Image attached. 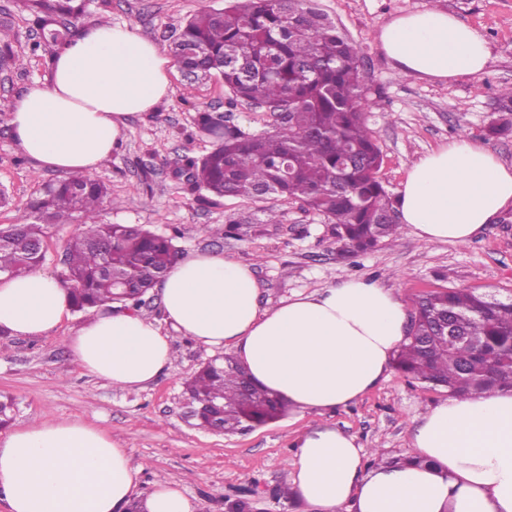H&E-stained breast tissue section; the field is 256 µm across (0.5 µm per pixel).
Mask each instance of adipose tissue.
Listing matches in <instances>:
<instances>
[{
	"label": "adipose tissue",
	"mask_w": 512,
	"mask_h": 512,
	"mask_svg": "<svg viewBox=\"0 0 512 512\" xmlns=\"http://www.w3.org/2000/svg\"><path fill=\"white\" fill-rule=\"evenodd\" d=\"M402 75L480 76L483 33L441 9L394 19L379 33ZM46 82L9 117L20 151L42 167L94 172L119 150L130 116L174 92L171 60L137 27L93 22L60 44ZM512 204V166L467 135L416 162L398 191L402 229L465 244ZM163 321L94 308L67 342L80 368L126 391L171 363V332L206 350L232 348L251 381L297 410L320 415L387 377L405 336L394 290L356 280L259 304L250 264L209 252L174 262L159 285ZM70 292L43 269L0 273V329L47 336L70 315ZM292 492L306 512H512V390L448 401L418 418L411 463L369 467L364 448L336 428L299 435ZM138 470L123 445L82 421L13 430L0 443V497L8 512H126Z\"/></svg>",
	"instance_id": "ef3b65f1"
}]
</instances>
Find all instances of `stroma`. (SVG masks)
Listing matches in <instances>:
<instances>
[{"mask_svg":"<svg viewBox=\"0 0 512 512\" xmlns=\"http://www.w3.org/2000/svg\"><path fill=\"white\" fill-rule=\"evenodd\" d=\"M317 5L360 46L361 68L379 95L366 118L383 157L378 178L389 195H396L414 161L463 133L512 164V132L488 133L499 118L496 93L512 85V0H317ZM223 6L224 0H91L83 20L105 17L135 26L166 51V33L202 10ZM436 6L483 32L492 61L480 77L402 76L382 51L377 33L383 26ZM1 24L12 26L13 51L25 58L24 68L0 74L5 106L0 112V190L9 197L0 207V226H6L25 222L29 201L62 174L22 154L7 112L29 86L45 80L49 54L31 53L33 30L19 0H0ZM171 81L175 92L169 100L158 111L131 116L119 151L94 172V179L109 189L100 222L138 224L172 237L183 257L214 252L251 264L264 307L350 280L399 291L409 313L418 295L439 288L512 299V205L466 244L426 242L404 231L371 252L342 257L331 221L301 202L189 192L168 161L209 150L195 125L197 111L224 113L248 133L273 130L277 118L261 106L229 107L219 77L190 83L177 69ZM272 211L278 214L274 224L268 221ZM227 225L234 235H221ZM86 318V313H71L44 337L0 334V393L17 403L9 425L0 427V442L24 425L81 420L129 449L139 470L137 498H146L156 481H167L185 492L195 512H229L239 500L246 502L245 512H303L286 493L294 441L301 432L328 425L365 451L395 457L411 449L416 416L448 399L446 390L423 388L394 370L358 400L326 415L290 407L247 432L216 434L192 426L185 415L184 383L210 359L209 351L173 334L170 367L144 388L128 392L82 370L69 351L67 336Z\"/></svg>","mask_w":512,"mask_h":512,"instance_id":"stroma-1","label":"stroma"}]
</instances>
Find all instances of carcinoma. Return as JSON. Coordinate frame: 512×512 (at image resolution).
<instances>
[{
    "label": "carcinoma",
    "mask_w": 512,
    "mask_h": 512,
    "mask_svg": "<svg viewBox=\"0 0 512 512\" xmlns=\"http://www.w3.org/2000/svg\"><path fill=\"white\" fill-rule=\"evenodd\" d=\"M85 2L24 0L27 21L43 36L32 52L73 35ZM13 39L11 30L0 27V61L20 69ZM170 39L177 62L197 78H223L228 105L246 102L286 113L275 130L247 134L209 111L198 112L197 126L210 137L211 149L199 158L166 161L191 190L300 201L334 224L346 254L400 234L378 179L382 156L366 120L371 89L360 69L361 48L312 0H227L221 9L188 19ZM106 197L107 187L84 174L46 185L29 203L37 222L0 230V272L20 275L40 266L47 226L75 221L60 275L72 308L142 304L178 250L171 238L138 225L100 223ZM396 365L406 377L450 396L512 389V300L467 289L421 295ZM187 391L218 408L213 419L202 412L199 425L212 423L226 434L263 424L286 409L228 357L205 364Z\"/></svg>",
    "instance_id": "cac0c4a2"
}]
</instances>
